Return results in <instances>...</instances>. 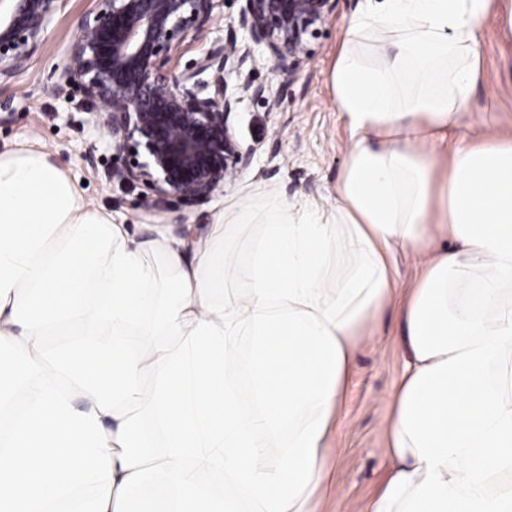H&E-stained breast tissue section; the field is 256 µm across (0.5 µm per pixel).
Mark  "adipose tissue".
I'll return each instance as SVG.
<instances>
[{"instance_id": "ef3b65f1", "label": "adipose tissue", "mask_w": 512, "mask_h": 512, "mask_svg": "<svg viewBox=\"0 0 512 512\" xmlns=\"http://www.w3.org/2000/svg\"><path fill=\"white\" fill-rule=\"evenodd\" d=\"M490 5L378 0L351 20L330 76L351 132L336 204H265L244 261L225 212L196 240L137 238L43 149L0 153V408L25 391L0 512H317L389 255L434 235L368 512H512V141L456 148L435 176Z\"/></svg>"}]
</instances>
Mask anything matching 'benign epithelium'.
<instances>
[{"label":"benign epithelium","mask_w":512,"mask_h":512,"mask_svg":"<svg viewBox=\"0 0 512 512\" xmlns=\"http://www.w3.org/2000/svg\"><path fill=\"white\" fill-rule=\"evenodd\" d=\"M62 2L0 0V83L27 66ZM99 2L72 45L67 72L123 158L105 177L145 185L154 205L170 196L195 205L248 169L254 157L253 147L235 141L229 119L243 98L263 99L266 88L246 82L228 90L227 67L256 66L253 46L263 45L272 72L293 78L311 58V40L337 0H242L224 42L180 75L167 69L171 52L189 30L202 31L224 0Z\"/></svg>","instance_id":"obj_1"}]
</instances>
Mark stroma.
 I'll use <instances>...</instances> for the list:
<instances>
[{
	"label": "stroma",
	"mask_w": 512,
	"mask_h": 512,
	"mask_svg": "<svg viewBox=\"0 0 512 512\" xmlns=\"http://www.w3.org/2000/svg\"><path fill=\"white\" fill-rule=\"evenodd\" d=\"M365 4L366 0H337L324 36L314 42L311 59L294 80L271 74L270 55L262 46L254 49L256 67L227 69L229 89L248 81L262 83L267 96L244 98L231 115L239 142L255 150L251 166L203 203H172L157 211L143 202L141 184L107 180L105 170L119 161L111 132L98 124L81 93L58 95V86L67 79L72 44L85 17L97 9V0H64L27 67L11 82L0 84V152L38 144L80 184L91 206L111 212L125 224L167 225L174 234L190 229L206 235L217 211L237 213L270 197L330 207L336 201L350 143V129L336 105L330 74L344 30ZM493 7V15L477 35L482 68L448 140L452 148L478 137L512 140V32L507 29L512 0H494ZM239 8L238 0H224L223 10L204 31L188 33L173 51L170 71L176 75L186 71L223 40ZM274 98L280 101L275 109L268 105ZM89 150L95 156L91 163L84 158ZM424 252L421 246L393 250L396 303L369 322L370 337L358 351L340 421L338 452L332 458L333 480L342 493L325 500L321 512H365L390 467L382 421L407 360L399 341L398 304L419 274Z\"/></svg>",
	"instance_id": "obj_1"
}]
</instances>
